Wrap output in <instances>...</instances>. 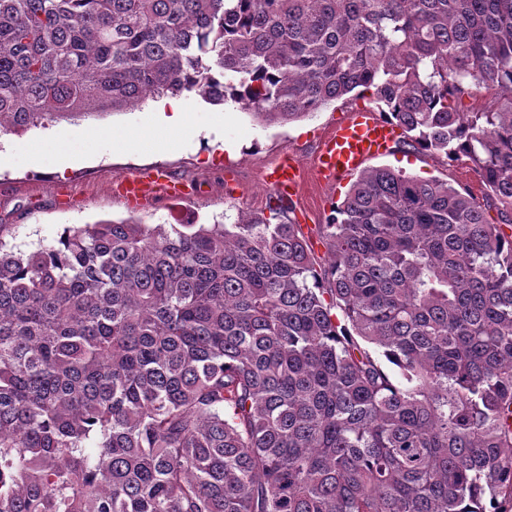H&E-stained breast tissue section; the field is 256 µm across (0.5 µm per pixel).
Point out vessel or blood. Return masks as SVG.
<instances>
[{"label": "vessel or blood", "instance_id": "b4317fda", "mask_svg": "<svg viewBox=\"0 0 512 512\" xmlns=\"http://www.w3.org/2000/svg\"><path fill=\"white\" fill-rule=\"evenodd\" d=\"M402 134L401 128L380 118L369 106L349 112L332 128L322 141L314 159L319 179L337 183L361 169L370 159L391 152ZM298 168L284 161L265 173L264 182L277 195L294 196ZM171 197H183L182 186L171 183L159 168L142 169L120 180L117 192L127 201L139 203L157 192Z\"/></svg>", "mask_w": 512, "mask_h": 512}]
</instances>
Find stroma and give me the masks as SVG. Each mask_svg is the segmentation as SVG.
<instances>
[{"mask_svg":"<svg viewBox=\"0 0 512 512\" xmlns=\"http://www.w3.org/2000/svg\"><path fill=\"white\" fill-rule=\"evenodd\" d=\"M347 109V103L339 100L308 118L266 125L229 102L220 108L227 126H215L206 137L187 128L172 149H151L137 140L136 132L145 118L142 112L88 119L81 126L95 132L86 145L90 158L62 171L49 160L39 165L17 164L14 154L30 143L65 148L70 124L33 129L21 136L1 135L0 239L27 250L49 244L65 227L75 224L130 217L144 224H178L192 219L200 224H231L241 216L279 206L283 212L277 215V222L299 224L314 255L325 258L323 226L351 182L346 179L327 185L318 181L313 158L331 125ZM228 132L240 138L232 153L224 149ZM288 155L300 164L302 181L293 198L280 201L263 183L262 175ZM384 166L467 188L484 204L490 223L505 220L502 205L482 183L469 158L451 161L440 154L414 151L404 142L391 154L366 164L370 170ZM149 167L163 168L173 180L191 183L193 193L182 200L159 192L144 206L128 207L113 194V182Z\"/></svg>","mask_w":512,"mask_h":512,"instance_id":"obj_1","label":"stroma"}]
</instances>
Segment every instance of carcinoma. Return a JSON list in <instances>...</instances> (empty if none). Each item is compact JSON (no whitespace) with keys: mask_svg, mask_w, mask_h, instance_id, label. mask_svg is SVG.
Masks as SVG:
<instances>
[{"mask_svg":"<svg viewBox=\"0 0 512 512\" xmlns=\"http://www.w3.org/2000/svg\"><path fill=\"white\" fill-rule=\"evenodd\" d=\"M355 90L512 210V0H0V134L185 93L290 123ZM325 239L0 241V512H512V233L376 168Z\"/></svg>","mask_w":512,"mask_h":512,"instance_id":"cac0c4a2","label":"carcinoma"}]
</instances>
